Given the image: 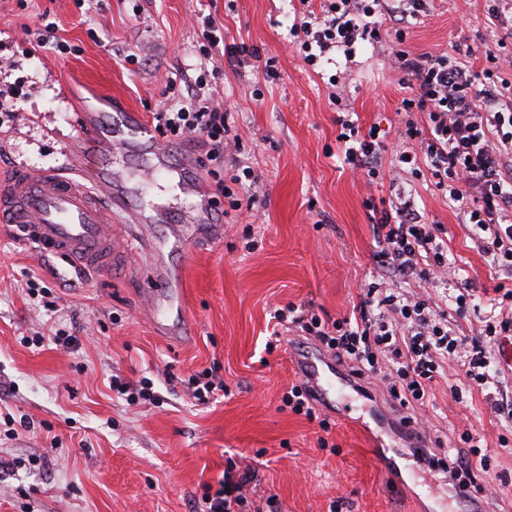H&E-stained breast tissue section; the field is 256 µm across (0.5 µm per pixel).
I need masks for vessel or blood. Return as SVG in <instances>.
Listing matches in <instances>:
<instances>
[{"instance_id":"obj_1","label":"vessel or blood","mask_w":512,"mask_h":512,"mask_svg":"<svg viewBox=\"0 0 512 512\" xmlns=\"http://www.w3.org/2000/svg\"><path fill=\"white\" fill-rule=\"evenodd\" d=\"M77 137L84 149L67 153L63 168H18L0 177V223L69 264L107 267L117 253L113 223L144 224L148 218L129 207L121 176L111 163L98 159L97 149L126 152L132 143H149L142 172L152 184L170 176L171 158L167 147L154 143L151 126L124 106L111 113L85 110ZM183 277L180 266L158 270L145 290V304L159 335L171 337L185 330ZM292 365L318 403L328 409L342 393L359 387L318 346L294 355Z\"/></svg>"}]
</instances>
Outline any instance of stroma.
Returning <instances> with one entry per match:
<instances>
[{"instance_id":"obj_1","label":"stroma","mask_w":512,"mask_h":512,"mask_svg":"<svg viewBox=\"0 0 512 512\" xmlns=\"http://www.w3.org/2000/svg\"><path fill=\"white\" fill-rule=\"evenodd\" d=\"M305 7L319 11L320 0ZM305 7L299 0H0V55L20 63L16 71L0 68V86L18 80L25 92L17 119L0 123V173L59 166L83 107L107 112L116 97L148 117L171 97L169 79L205 70L241 138L237 160L259 177L255 206L243 216L210 189L222 239L164 254L184 263L188 282L187 332L178 340L158 336L144 315L153 261L141 242L162 231L186 238L191 201L165 181L139 191V151L112 162L130 172L132 204L163 208L172 222L140 225L134 236L115 225L122 252L110 267L75 275L0 225V512H194L231 460L254 474L243 512H459L460 498L440 474L407 458L402 482H394L349 428L354 419L372 422L381 385H368L364 397L348 393L322 433L282 405L297 379L290 356L308 339L293 330L273 350L265 342L276 309L293 304L334 319L359 303L376 273L369 199L381 210L412 199L425 223L443 225L448 257L462 270L446 293L467 298L464 309L447 308L457 335H469L477 313L489 312L497 272L474 226L435 189L424 160L395 180L385 169L372 178L353 172L328 95L342 85L360 127L386 131L385 157L394 159L410 95L394 68L396 50L468 49L482 71L487 53H512V29L498 20L512 13V0H429L401 34L378 12L379 43L315 66L291 33ZM46 20L65 53L31 37ZM132 53L137 62H127ZM269 60L272 79L264 76ZM213 366L229 394L198 404L187 382ZM116 376L148 381L153 402L127 404L110 386ZM464 381L461 371L447 370L434 389L431 422L443 436L462 427L486 435L489 476L509 482L497 500L475 492L471 501L483 512H512V434L498 444L501 425L480 392L453 399L451 387Z\"/></svg>"}]
</instances>
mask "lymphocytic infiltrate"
I'll return each mask as SVG.
<instances>
[{
    "label": "lymphocytic infiltrate",
    "instance_id": "lymphocytic-infiltrate-1",
    "mask_svg": "<svg viewBox=\"0 0 512 512\" xmlns=\"http://www.w3.org/2000/svg\"><path fill=\"white\" fill-rule=\"evenodd\" d=\"M381 0H322V20H299L293 33L303 34L307 61L340 50L351 54L356 45L378 40L374 16ZM400 72L410 79L411 95L403 101L408 112H420L422 122L406 121L405 140L418 142L435 188L445 192L468 223L480 230L486 243L482 252L494 267L512 268V111L500 103L502 93L481 80L469 61L448 53L419 54L400 50L395 55ZM206 77L190 87L191 96L156 113L155 128L175 140L197 143L209 162L223 167L231 143L224 114L206 97ZM338 139L345 146L351 169L376 172L384 150L380 134H360L351 112L339 115ZM378 251L377 280L347 315L328 321L314 312L297 313L295 306L276 311L278 323L292 322L320 346L347 365L358 380L374 379L386 388L396 407L403 409L408 437L423 426V406L446 364L464 369L473 384H491V352L481 337L512 335V283H497L491 306L493 316L482 319L475 339L457 336L445 310L429 297L391 292L392 278H418L430 287L443 284L459 269L448 260L440 225L421 222L409 202L382 212L373 226ZM461 447H446L440 438L417 449L420 461L448 472L460 493L476 491L488 499L498 490L479 483L488 473L483 454L471 432L460 435ZM252 477L228 465L215 492L204 494L198 512H235L247 500Z\"/></svg>",
    "mask_w": 512,
    "mask_h": 512
}]
</instances>
